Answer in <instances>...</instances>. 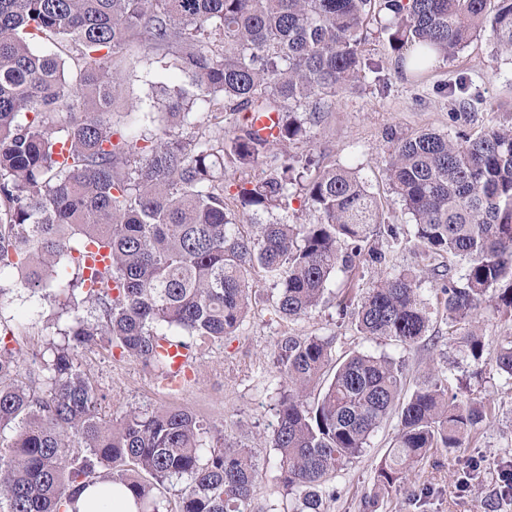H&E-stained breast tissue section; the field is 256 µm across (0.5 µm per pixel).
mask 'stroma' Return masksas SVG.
Segmentation results:
<instances>
[{"label": "stroma", "instance_id": "stroma-1", "mask_svg": "<svg viewBox=\"0 0 512 512\" xmlns=\"http://www.w3.org/2000/svg\"><path fill=\"white\" fill-rule=\"evenodd\" d=\"M361 55L366 64L352 89L336 98V106L320 123L307 127L306 136L285 147L291 163L314 159L319 168H354L367 190L381 202L388 223L411 229L412 222L390 190L387 163L400 140L423 130L456 137L458 131L494 123L512 124V53L499 48L490 35L473 39L466 47L414 76L402 72L397 52L378 20H367ZM123 94L114 106L113 122L139 137L163 129L179 133L155 95L156 86L179 84L159 55L130 44L119 65ZM466 78V97L453 94L459 78ZM466 119L453 120V113ZM391 250V249H390ZM412 248L391 250L388 268L358 262L337 269L323 303L294 321L275 318V286L257 279L251 308L235 335L224 341L197 343L192 379L179 394L161 391L152 373L141 364L119 360L106 350L85 351L81 367L104 395L103 410L112 417L130 409L151 410L180 406L236 436L248 445L262 477L254 492L260 512H283L281 490L274 481L275 449L267 447L276 425L274 405L285 385L275 362L277 345L287 336H323L332 339L333 354L355 351L387 355L403 366L407 388H414L428 369L450 371L449 392L472 390L493 396L500 406L498 420L483 425L456 455L439 450L412 475L408 489L374 493V471L395 433L388 421L371 438L359 458L338 471L330 486L336 491L328 512H363L365 499L375 498L374 512H485L486 499L499 495L500 470L512 467V386L495 374L474 377L469 362L456 351L448 334V320L437 302L435 282L425 279L420 296L429 313L425 336L410 347L388 339L361 336L338 303L348 288H369L386 272L421 268ZM40 296L20 292L0 300V314L14 317L31 335L29 350L42 347Z\"/></svg>", "mask_w": 512, "mask_h": 512}]
</instances>
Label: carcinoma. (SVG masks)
Instances as JSON below:
<instances>
[{
  "label": "carcinoma",
  "instance_id": "cac0c4a2",
  "mask_svg": "<svg viewBox=\"0 0 512 512\" xmlns=\"http://www.w3.org/2000/svg\"><path fill=\"white\" fill-rule=\"evenodd\" d=\"M373 13L418 75L487 30L512 50V0H0V299L28 290L50 304L49 339L27 367L21 325L0 317V512H77L96 484L128 492L138 512H253L261 475L249 449L226 436L209 445L214 427L182 408L106 418L80 356L116 349L160 380L171 360L159 342L192 351L199 339L234 335L253 275L278 288L274 315L295 320L320 303L337 268L387 264L368 246L371 228L393 246L404 229L385 222L349 167L300 172L285 159L240 180L237 202L253 217L288 207L302 185L315 224L256 221L245 232L224 196V173L303 138L359 78ZM43 40L75 46V81L58 54L32 48ZM135 41L189 79L166 104L185 132L148 145L109 118L116 58ZM199 103L213 127L193 125ZM251 112L277 113L276 132L261 135ZM388 177L417 248L444 259L432 274L448 335L475 374L489 366L511 382L512 337L490 348L475 318L489 307L512 322V126L454 139L421 131L400 141ZM89 244L110 263L88 276ZM420 286L416 272L387 273L353 308L358 332L418 342L430 322ZM276 359L288 388L270 447L286 512H327L336 470L392 416L375 475L383 492L497 415L493 398L448 395L445 374L405 397L393 358L335 359L322 336H287Z\"/></svg>",
  "mask_w": 512,
  "mask_h": 512
}]
</instances>
